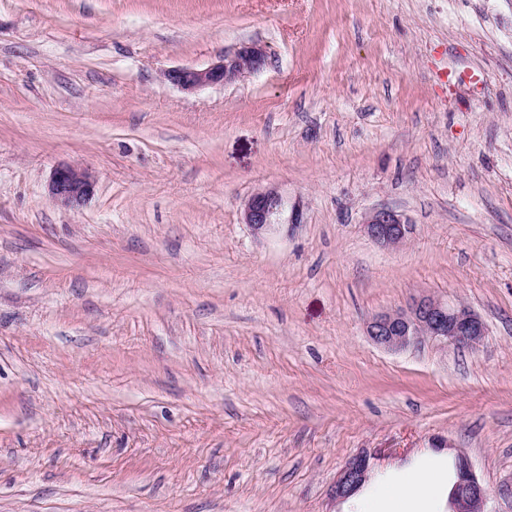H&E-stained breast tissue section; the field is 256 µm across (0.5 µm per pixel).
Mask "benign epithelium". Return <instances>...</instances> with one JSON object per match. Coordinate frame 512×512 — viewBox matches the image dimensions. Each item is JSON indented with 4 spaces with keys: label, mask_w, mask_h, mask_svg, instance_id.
<instances>
[{
    "label": "benign epithelium",
    "mask_w": 512,
    "mask_h": 512,
    "mask_svg": "<svg viewBox=\"0 0 512 512\" xmlns=\"http://www.w3.org/2000/svg\"><path fill=\"white\" fill-rule=\"evenodd\" d=\"M266 59L264 47L251 43L220 55L204 69H171L166 71L165 78L180 89L193 92L257 72L263 69ZM95 185L96 177L90 169L61 164L51 175L49 194L57 205L76 210L89 201ZM243 221L252 234L259 237L282 224L301 223V214L297 207H288V201L277 190L264 188L253 193L245 203ZM363 224L368 236L384 247H397L407 239L408 221L391 209L366 214ZM366 333L375 344L388 349L406 348L424 336L446 345L473 347L486 335V326L466 306L424 295L405 309L376 315L368 322ZM455 466L451 512H486L488 491L475 474L470 460L459 454ZM371 472L370 456L353 458L336 479V499L349 498L369 481Z\"/></svg>",
    "instance_id": "1"
}]
</instances>
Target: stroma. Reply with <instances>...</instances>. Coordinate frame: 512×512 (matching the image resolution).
<instances>
[{
  "mask_svg": "<svg viewBox=\"0 0 512 512\" xmlns=\"http://www.w3.org/2000/svg\"><path fill=\"white\" fill-rule=\"evenodd\" d=\"M426 294L482 343L369 340ZM362 452L371 501L462 453L512 512V0H0V512H357ZM267 54L258 43L246 44L226 52L204 69L176 68L166 71L165 78L180 89L193 92L207 86L224 84L244 74L263 69ZM95 174L88 168L71 164L57 166L50 178L49 194L59 206L76 210L84 206L93 195ZM287 213L288 201L274 188H264L253 193L245 203L243 223L259 237L279 225L300 223L301 214L295 205L286 218ZM363 224L368 236L381 246L397 247L407 239L408 221L391 209L366 214ZM372 472L370 456L359 455L353 458L340 472L334 485L336 499L349 498L365 482L369 481Z\"/></svg>",
  "mask_w": 512,
  "mask_h": 512,
  "instance_id": "stroma-1",
  "label": "stroma"
}]
</instances>
